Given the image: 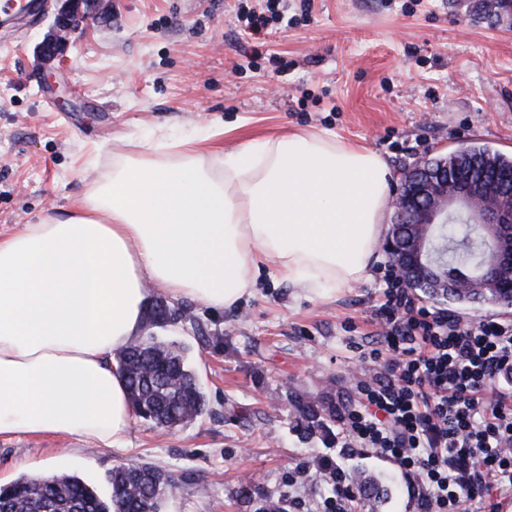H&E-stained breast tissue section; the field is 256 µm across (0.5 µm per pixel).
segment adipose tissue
I'll use <instances>...</instances> for the list:
<instances>
[{"label":"adipose tissue","instance_id":"adipose-tissue-1","mask_svg":"<svg viewBox=\"0 0 512 512\" xmlns=\"http://www.w3.org/2000/svg\"><path fill=\"white\" fill-rule=\"evenodd\" d=\"M389 180L378 153L338 136L298 130L210 161L165 139L0 237V435L124 446L133 409L111 357L142 333L148 285L219 309L266 266L309 293L359 282Z\"/></svg>","mask_w":512,"mask_h":512}]
</instances>
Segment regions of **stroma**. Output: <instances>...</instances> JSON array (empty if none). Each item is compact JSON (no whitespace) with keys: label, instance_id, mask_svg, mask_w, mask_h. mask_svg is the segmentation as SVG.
<instances>
[{"label":"stroma","instance_id":"obj_1","mask_svg":"<svg viewBox=\"0 0 512 512\" xmlns=\"http://www.w3.org/2000/svg\"><path fill=\"white\" fill-rule=\"evenodd\" d=\"M36 24L0 26V236L67 210L123 158L158 137L204 155L295 129L379 153L397 192L405 168L480 145L512 156V16L483 19L479 0H280L281 24L247 28L263 0H112L80 25L62 59L38 46L59 0ZM391 264L380 254L351 287L305 294L260 273L251 295L157 329L183 347L205 414L162 431L134 418L128 442L0 436V485L76 475L101 494L127 463L162 465L175 488L163 512H265L288 498L289 472L326 457L367 477L376 512H413L396 466L347 450L340 424L307 434L291 396L340 408L378 324Z\"/></svg>","mask_w":512,"mask_h":512}]
</instances>
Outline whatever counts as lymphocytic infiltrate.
I'll list each match as a JSON object with an SVG mask.
<instances>
[{
  "label": "lymphocytic infiltrate",
  "instance_id": "obj_1",
  "mask_svg": "<svg viewBox=\"0 0 512 512\" xmlns=\"http://www.w3.org/2000/svg\"><path fill=\"white\" fill-rule=\"evenodd\" d=\"M375 317L382 331L363 353L344 414L349 449L394 463L416 512H495L512 497V321L466 323L422 306L398 276L386 280ZM314 466L333 486L321 512H354L361 486L339 464Z\"/></svg>",
  "mask_w": 512,
  "mask_h": 512
}]
</instances>
